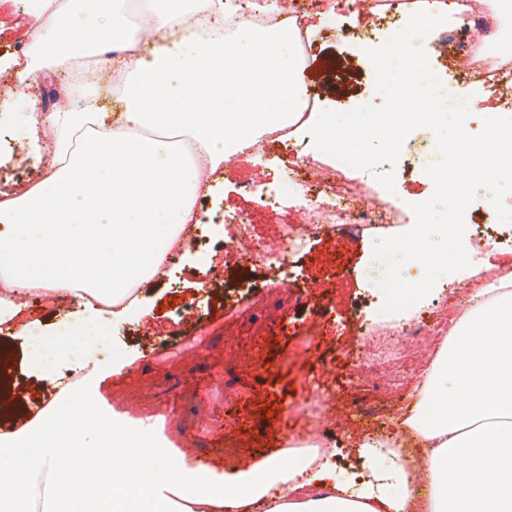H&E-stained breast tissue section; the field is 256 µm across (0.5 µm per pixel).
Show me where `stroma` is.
Here are the masks:
<instances>
[{"label": "stroma", "mask_w": 512, "mask_h": 512, "mask_svg": "<svg viewBox=\"0 0 512 512\" xmlns=\"http://www.w3.org/2000/svg\"><path fill=\"white\" fill-rule=\"evenodd\" d=\"M395 2L385 21L368 17L356 25L347 19L336 28L321 25L314 31L306 82L315 86V99L324 109L348 111L352 96L368 90L372 69L360 39L383 35L389 24L399 23L403 10L421 7L423 0ZM26 9L25 0H0V26L9 30L0 40V58L12 57L15 41L26 39L31 27ZM428 61L468 100V131L479 133L484 108L497 103V96L468 79L465 58L433 53ZM29 131L28 124L14 123L6 133L12 158L0 164V193L38 175L21 149ZM301 163L277 145L261 157L231 158L210 178L213 191L206 198L205 215L220 224L225 213H246L254 237L273 248L281 226L304 223L305 216L277 203L271 181L277 171ZM207 247L211 268L178 261L171 279L146 291L150 319L111 330V342L99 350V359H110L124 348L136 354L137 362L132 374L112 377L105 386L107 404L157 424L172 447L189 459L244 467L288 452L287 437L300 432L308 403L325 385L335 390L326 410L329 421L347 435L335 464L354 467L356 407L367 404L387 423L412 401L416 387L410 380L398 386L380 380L371 393L336 384L350 368L344 347H374L371 339L356 336L373 306L356 284L374 254L371 235L360 227L321 232L283 279L269 267L242 263L221 235H210ZM80 308L77 302L42 301L28 312L34 320L29 333L19 336L0 325V340L24 352L41 336L78 325Z\"/></svg>", "instance_id": "1"}]
</instances>
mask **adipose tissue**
<instances>
[{
	"label": "adipose tissue",
	"instance_id": "ef3b65f1",
	"mask_svg": "<svg viewBox=\"0 0 512 512\" xmlns=\"http://www.w3.org/2000/svg\"><path fill=\"white\" fill-rule=\"evenodd\" d=\"M32 2L20 79L116 49L125 82L116 116L79 83L77 109L35 112L17 98L33 126L27 157L44 173L0 197V324L28 330L30 299L70 292L111 326L148 317L144 285L198 223L205 170L223 169L261 129L338 147L361 131L306 111L296 24L243 19L228 38L226 0H136L150 22L146 50L113 0H68L64 12L58 0ZM76 349L91 370L25 418L11 396L18 354L0 345V419L23 420L0 433V512H512L511 272L476 291L395 425L425 460L421 488L409 479L411 457L366 438L360 469L345 473L279 455L248 468L187 462L159 431L104 402L102 381L134 357L105 363L63 335L55 364Z\"/></svg>",
	"mask_w": 512,
	"mask_h": 512
}]
</instances>
